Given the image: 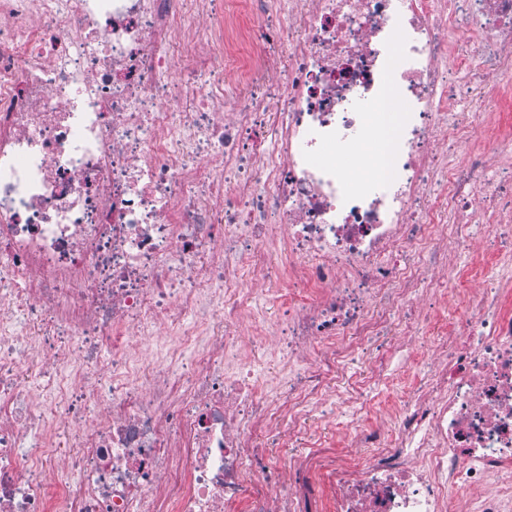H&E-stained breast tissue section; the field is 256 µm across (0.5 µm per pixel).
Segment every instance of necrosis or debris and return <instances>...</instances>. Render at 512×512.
<instances>
[{
  "mask_svg": "<svg viewBox=\"0 0 512 512\" xmlns=\"http://www.w3.org/2000/svg\"><path fill=\"white\" fill-rule=\"evenodd\" d=\"M505 74L512 0H0V512H512V254L435 276L512 233ZM429 359L430 356L424 352L419 345L412 343L397 354V356L386 360L384 365L387 366V369L390 371L401 373L403 370L407 369L406 366H410V363H413V368L411 371L402 375L400 379H396L393 384L382 377L380 382L374 385V394L377 395V399L382 402H387L400 396L402 392L407 390L408 386L413 383V374H418L426 369ZM348 404H343L340 401L336 402V411L334 417L329 423H323L322 427L328 433V437H333V448H327L328 451L334 452L337 456L348 459H355L362 454L360 448H347L342 441V433L346 426L351 424V417L348 414Z\"/></svg>",
  "mask_w": 512,
  "mask_h": 512,
  "instance_id": "necrosis-or-debris-1",
  "label": "necrosis or debris"
}]
</instances>
